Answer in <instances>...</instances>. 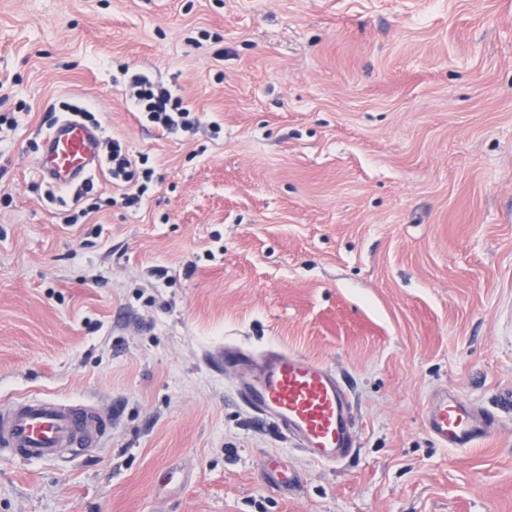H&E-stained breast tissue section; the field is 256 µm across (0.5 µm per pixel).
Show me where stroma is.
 I'll return each instance as SVG.
<instances>
[{
  "mask_svg": "<svg viewBox=\"0 0 512 512\" xmlns=\"http://www.w3.org/2000/svg\"><path fill=\"white\" fill-rule=\"evenodd\" d=\"M131 72L195 131L148 124ZM0 82V407L111 424L77 458L0 459V512H512V0H0ZM67 104L147 156L140 207L103 167L82 223L48 200ZM227 341L332 367L354 455L260 422ZM445 391L490 445H437Z\"/></svg>",
  "mask_w": 512,
  "mask_h": 512,
  "instance_id": "stroma-1",
  "label": "stroma"
}]
</instances>
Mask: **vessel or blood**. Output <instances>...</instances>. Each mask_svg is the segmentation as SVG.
I'll use <instances>...</instances> for the list:
<instances>
[{"instance_id":"b4317fda","label":"vessel or blood","mask_w":512,"mask_h":512,"mask_svg":"<svg viewBox=\"0 0 512 512\" xmlns=\"http://www.w3.org/2000/svg\"><path fill=\"white\" fill-rule=\"evenodd\" d=\"M100 130L60 120L45 134L36 173L72 187L96 170ZM225 364L238 367L236 392L262 420L296 441L320 464H341L355 451L349 396L325 362L294 350L255 355L224 348ZM429 432L443 448H471L490 435L487 417L459 396L441 394L426 412ZM108 424L88 406L54 398L22 399L0 408V457L18 464L76 455L97 447Z\"/></svg>"}]
</instances>
